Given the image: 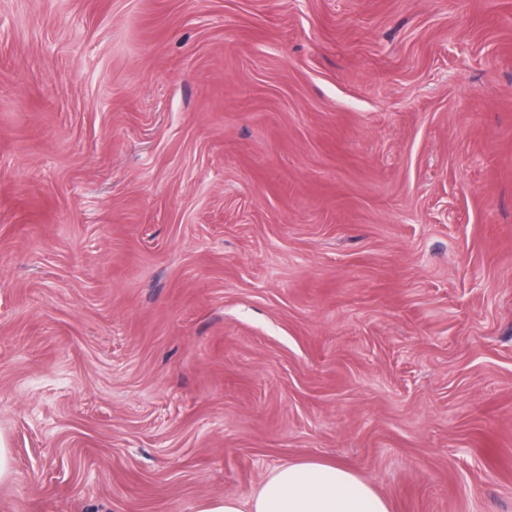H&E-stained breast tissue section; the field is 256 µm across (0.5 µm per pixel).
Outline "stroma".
<instances>
[{
	"label": "stroma",
	"instance_id": "obj_1",
	"mask_svg": "<svg viewBox=\"0 0 512 512\" xmlns=\"http://www.w3.org/2000/svg\"><path fill=\"white\" fill-rule=\"evenodd\" d=\"M0 437V512H512V0H0ZM197 512H391L389 501L348 468L316 461L275 467L247 501L209 499Z\"/></svg>",
	"mask_w": 512,
	"mask_h": 512
}]
</instances>
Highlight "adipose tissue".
Wrapping results in <instances>:
<instances>
[{
  "instance_id": "1",
  "label": "adipose tissue",
  "mask_w": 512,
  "mask_h": 512,
  "mask_svg": "<svg viewBox=\"0 0 512 512\" xmlns=\"http://www.w3.org/2000/svg\"><path fill=\"white\" fill-rule=\"evenodd\" d=\"M197 512H391V507L371 483L342 465L293 461L275 467L248 499H209Z\"/></svg>"
}]
</instances>
